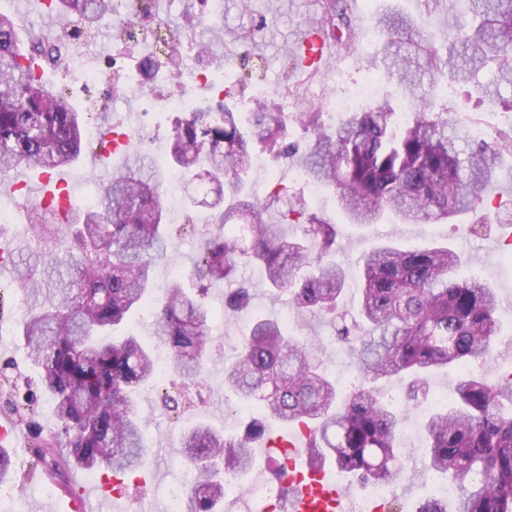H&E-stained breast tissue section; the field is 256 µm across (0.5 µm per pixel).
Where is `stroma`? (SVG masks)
Wrapping results in <instances>:
<instances>
[{
	"instance_id": "35a3bbf8",
	"label": "stroma",
	"mask_w": 512,
	"mask_h": 512,
	"mask_svg": "<svg viewBox=\"0 0 512 512\" xmlns=\"http://www.w3.org/2000/svg\"><path fill=\"white\" fill-rule=\"evenodd\" d=\"M157 20L163 25L193 33L201 52L197 56L181 58L179 68L191 73L196 65L210 68L223 77L224 87L230 90V104L241 115L253 112L257 100L277 104L279 110L289 116L288 137L307 142L313 133L294 122L295 113L307 110L321 113L325 123L333 118L326 106L334 98L352 91L368 71L386 40V34L376 31L375 18L386 11H398L409 16L417 31L432 42L443 36H452L466 17L458 0H438L436 6L425 7L422 0H350L348 13L354 25L350 47H337L334 63L327 68L311 70L298 68L286 71L285 57L296 48V40L302 26L313 25L321 20L317 0H224L219 22L224 27V37L212 39L206 24L201 23V7L198 0H153ZM0 10L12 14L21 31L31 37L42 36L48 28L62 30L61 19L39 8L36 0H0ZM252 32L251 40H243V32ZM147 55L146 47L130 51L128 70L133 82L143 83L142 92L129 94L112 103L99 104L94 112L95 120L106 129L112 128L117 119H125L136 129L125 150L124 157L113 158L104 164L93 146H84L79 159L63 168L65 181L75 176L102 184L108 181L113 170L122 168L125 158L135 157L149 149L158 138H169L179 115L175 112H149L145 109L146 96L168 97L178 95L180 86L169 72L143 75L140 62ZM299 89V96H285V87ZM434 109L458 117L469 126L483 130L484 138H493L498 130L512 126V112H504L491 105H475L466 101L458 86H449L446 95L434 101ZM275 171V180H267V171ZM25 178L30 185H37V175L26 167H18L0 178V199L12 200L14 223L5 225L0 232L14 243L16 253L27 251L29 243L28 214L31 194L14 191L18 178ZM251 190L257 198H265L273 184L287 186L289 192L309 190L308 184L291 175V167L281 160H266L264 167L249 171ZM497 188L489 207L480 214L492 223L490 231H474L468 219L447 224H375L360 227L346 223L341 215L335 195L324 191L321 199L309 198L310 211L331 217L339 227L341 260L350 262L373 247L390 242L403 249L437 242L448 245L461 253L465 262L459 276L476 275L495 288L503 309L501 329L497 339L496 363L512 362V257H504L502 243L512 234V226L496 224V214L512 206V161L507 160L496 171ZM171 232V248L166 259L156 268L158 283H166L175 270L192 268L200 253L203 235L208 223L209 211L197 208L187 211L184 204L167 209ZM245 280L253 286V306L233 317L224 315V287L211 288L206 301L214 313L211 323L212 357L203 373V384L210 394L206 406L181 415L178 422H169L157 398L156 386L146 387L138 399V413L143 435L148 447V463L144 469L146 485L129 487L119 498H112L101 491L99 474L83 470L72 471L71 489L63 491L46 479L41 469L31 464L33 427L48 430L55 426L52 405L39 400L32 422L17 421L9 409L8 394L0 393V421L15 422L22 440L10 454L13 468L0 480V512H48L52 500H59L65 508L80 505L83 498H97V512H165L161 488L181 483L186 463L177 448L182 432L202 420L225 433H236L243 420L236 396L224 388V364L232 359L244 338L248 335L255 317L282 318L290 315L291 331L302 339H322L326 345L322 353L324 366L335 379L338 388L350 386L356 379L355 357L345 346L333 342L331 328L326 317L295 312L287 297L271 300L267 294L260 270L247 267L242 271ZM496 363L487 364L488 377H496ZM458 369L437 371L429 380V397L411 409L405 424L415 431L417 446H425L421 425L432 408L430 400L436 396H452L458 379ZM405 468L408 480L396 483V503L411 508L435 496H442L446 482L430 477L424 469L422 457L406 455Z\"/></svg>"
}]
</instances>
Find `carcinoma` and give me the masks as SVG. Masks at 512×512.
<instances>
[{"instance_id":"cac0c4a2","label":"carcinoma","mask_w":512,"mask_h":512,"mask_svg":"<svg viewBox=\"0 0 512 512\" xmlns=\"http://www.w3.org/2000/svg\"><path fill=\"white\" fill-rule=\"evenodd\" d=\"M329 32L350 29L346 0H320ZM88 31L112 14L111 0H52L46 7ZM471 22L443 47L415 41L412 20L396 11L377 18L390 34L377 67L414 99L413 119L392 121L385 101L325 126L320 112L294 121L314 130L305 147L288 141L287 118L262 104L243 123L224 99L213 97L178 121L167 164L218 188L210 208L217 230L203 240L188 276L213 285L235 282L239 271L260 268L272 297L287 294L301 312L331 317L337 342L354 350L360 381L340 394L325 373L323 343L301 341L278 320L257 319L224 365V384L243 403L307 430L310 465L330 459L359 485L404 472L401 424L428 377L466 366L454 396L424 424L427 469L455 487L453 507L440 497L413 512H512V367L494 379L491 360L500 329V301L477 277L459 278L461 256L445 245L416 250L379 246L357 260L361 291L355 312L342 299L349 278L336 253V225L309 212L303 197L281 188L263 201L246 190L257 153L286 159L308 180L335 191L352 224L368 226L391 215L402 224L448 222L477 211L494 190L502 156L512 155V125L490 141H476L462 121L432 111L435 82L418 92L424 75L444 72L468 86V97L495 105L499 82L512 84V0H468ZM49 46H20L13 18L0 12V173L24 163L51 174L75 162L86 123L60 90L44 79ZM498 62L497 80L478 73ZM281 220L270 223L264 214ZM28 250L35 261L14 262V282L32 300L17 327L35 371L25 378L27 407L50 399L56 426L33 431L35 462L68 488L74 468L126 476L146 466L147 446L137 396L157 379L150 347L130 331V320L158 304L154 336L169 347L170 367L183 391L201 385L211 353V312L204 294L191 295L179 278L156 287L154 271L170 241L159 169L143 154L112 173L89 206L35 207ZM225 312L250 306L244 287L224 293ZM409 378L407 404L391 410L375 382ZM266 423L252 421L234 437L205 422L183 433L179 453L195 470L187 512H221L224 477L254 467V443Z\"/></svg>"}]
</instances>
